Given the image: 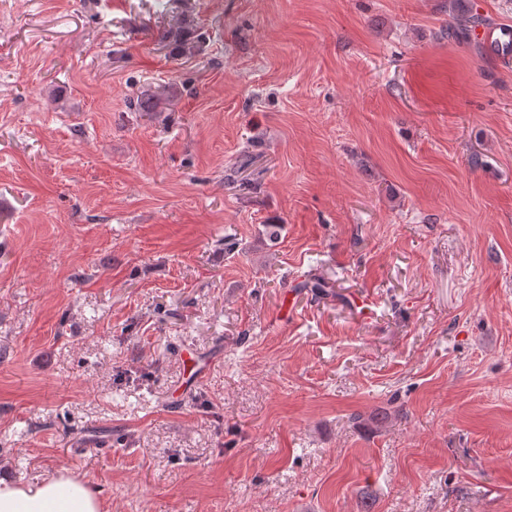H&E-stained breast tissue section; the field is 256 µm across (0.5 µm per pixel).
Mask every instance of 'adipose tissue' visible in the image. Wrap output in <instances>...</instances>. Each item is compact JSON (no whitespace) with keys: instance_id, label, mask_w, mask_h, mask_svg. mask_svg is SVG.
Masks as SVG:
<instances>
[{"instance_id":"1","label":"adipose tissue","mask_w":512,"mask_h":512,"mask_svg":"<svg viewBox=\"0 0 512 512\" xmlns=\"http://www.w3.org/2000/svg\"><path fill=\"white\" fill-rule=\"evenodd\" d=\"M0 512H102L87 483L64 473L27 485L0 478Z\"/></svg>"}]
</instances>
